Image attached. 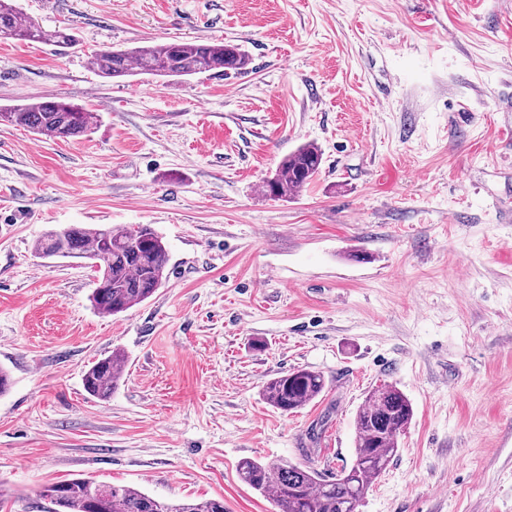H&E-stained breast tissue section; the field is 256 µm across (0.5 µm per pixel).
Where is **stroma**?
I'll list each match as a JSON object with an SVG mask.
<instances>
[{"label":"stroma","instance_id":"obj_1","mask_svg":"<svg viewBox=\"0 0 512 512\" xmlns=\"http://www.w3.org/2000/svg\"><path fill=\"white\" fill-rule=\"evenodd\" d=\"M71 47L0 38V107L94 116L52 140L0 122V512L76 477L225 512H276L245 459L334 475L369 392L414 416L359 512H512V0H18ZM238 45L237 74L103 78L92 53ZM295 196L264 180L297 147ZM68 224H148L166 278L119 316L89 260L36 249ZM120 351L99 400L86 369ZM294 369L328 387L285 414ZM321 164V150L313 144L303 145L282 160L274 176L264 182V189L275 198H288L313 179ZM325 389V379L319 372L301 369L269 379L263 396L270 405L288 413L316 399Z\"/></svg>","mask_w":512,"mask_h":512}]
</instances>
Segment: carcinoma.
Segmentation results:
<instances>
[{
	"instance_id": "carcinoma-1",
	"label": "carcinoma",
	"mask_w": 512,
	"mask_h": 512,
	"mask_svg": "<svg viewBox=\"0 0 512 512\" xmlns=\"http://www.w3.org/2000/svg\"><path fill=\"white\" fill-rule=\"evenodd\" d=\"M0 37L68 45L74 36L66 29L46 30L22 14L17 0H0ZM94 71L107 78L134 73L188 76L206 72L226 75L248 64L236 45L201 42H159L130 49L105 48L90 58ZM0 119L20 124L37 135L65 140L86 135L93 114L58 97H45L0 108ZM321 150L307 144L285 157L273 177L264 182L266 193L288 198L305 187L319 172ZM45 256L89 258L98 273L92 305L114 316L150 298L166 278V246L148 224H71L52 230L37 243ZM124 355L119 351L98 360L83 376L85 390L105 400L120 385ZM326 389L324 377L301 369L269 379L263 396L273 407L293 412L319 397ZM413 409L407 397L391 384L373 389L355 418V459L350 468L329 477L315 469L288 461L245 459L238 465L240 480L269 495L277 512H358L365 494L385 471L398 451V438L407 428ZM45 492L54 512H224L218 498L174 503L155 498L133 486L98 482L90 477L48 483Z\"/></svg>"
}]
</instances>
